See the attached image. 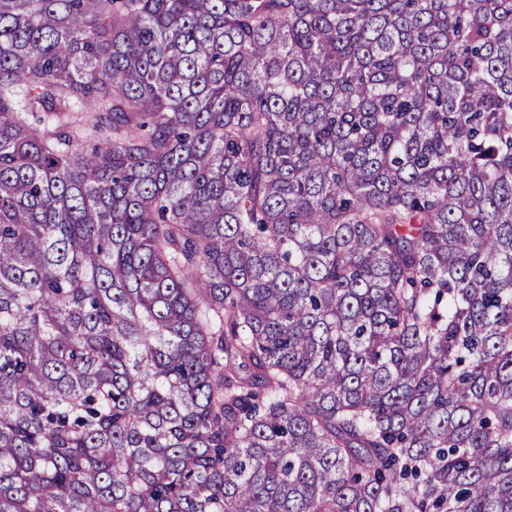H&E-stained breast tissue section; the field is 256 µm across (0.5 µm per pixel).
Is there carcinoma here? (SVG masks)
Returning <instances> with one entry per match:
<instances>
[{
    "instance_id": "obj_1",
    "label": "carcinoma",
    "mask_w": 512,
    "mask_h": 512,
    "mask_svg": "<svg viewBox=\"0 0 512 512\" xmlns=\"http://www.w3.org/2000/svg\"><path fill=\"white\" fill-rule=\"evenodd\" d=\"M0 512H512V0H0Z\"/></svg>"
}]
</instances>
